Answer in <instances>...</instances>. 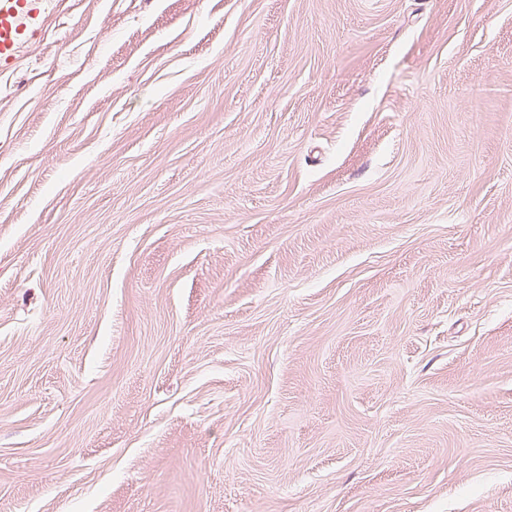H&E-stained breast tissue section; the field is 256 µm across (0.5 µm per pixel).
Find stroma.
I'll return each mask as SVG.
<instances>
[{
  "instance_id": "stroma-1",
  "label": "stroma",
  "mask_w": 512,
  "mask_h": 512,
  "mask_svg": "<svg viewBox=\"0 0 512 512\" xmlns=\"http://www.w3.org/2000/svg\"><path fill=\"white\" fill-rule=\"evenodd\" d=\"M0 512H512V0H54Z\"/></svg>"
}]
</instances>
